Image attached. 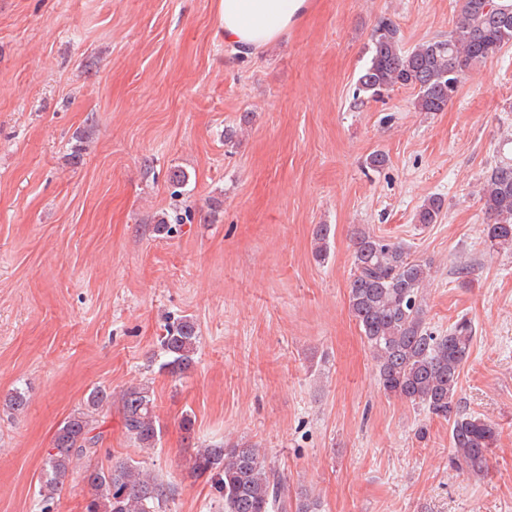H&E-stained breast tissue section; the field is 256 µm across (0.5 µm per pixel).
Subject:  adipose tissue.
I'll list each match as a JSON object with an SVG mask.
<instances>
[{
  "label": "adipose tissue",
  "mask_w": 512,
  "mask_h": 512,
  "mask_svg": "<svg viewBox=\"0 0 512 512\" xmlns=\"http://www.w3.org/2000/svg\"><path fill=\"white\" fill-rule=\"evenodd\" d=\"M310 0H221L224 43L241 58L267 48L298 24Z\"/></svg>",
  "instance_id": "adipose-tissue-1"
}]
</instances>
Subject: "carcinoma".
Listing matches in <instances>:
<instances>
[{
	"mask_svg": "<svg viewBox=\"0 0 512 512\" xmlns=\"http://www.w3.org/2000/svg\"><path fill=\"white\" fill-rule=\"evenodd\" d=\"M458 21L446 40L403 47L390 20L371 33V58L357 90L377 98L394 87L416 92L419 112H442L467 74L478 64L512 46V0H457ZM482 210L489 219L486 241L492 249L512 246V160H503L483 177ZM444 199L433 196L417 213L420 224L437 223ZM330 225L314 230L315 255L327 256ZM354 272L349 282V308L376 363L384 393L421 406L448 419L451 464L478 473L497 445V432L485 420L460 411L456 395L461 370L474 339L471 321L461 318L445 334L425 321L424 288L430 268L410 257L400 244L356 229ZM198 343L195 323L183 319L161 341V368L184 375L194 366ZM112 405V393L93 388L84 403L55 433L38 490L39 512H54L57 497L76 462L96 458L103 441L99 414ZM119 410L126 436L144 450L155 448L161 422L149 386L125 390ZM191 473L206 476L214 489L218 512H288V489L268 469L253 445L211 444L191 457ZM84 482L86 512H165L175 486L128 461L89 468Z\"/></svg>",
	"mask_w": 512,
	"mask_h": 512,
	"instance_id": "carcinoma-1",
	"label": "carcinoma"
}]
</instances>
